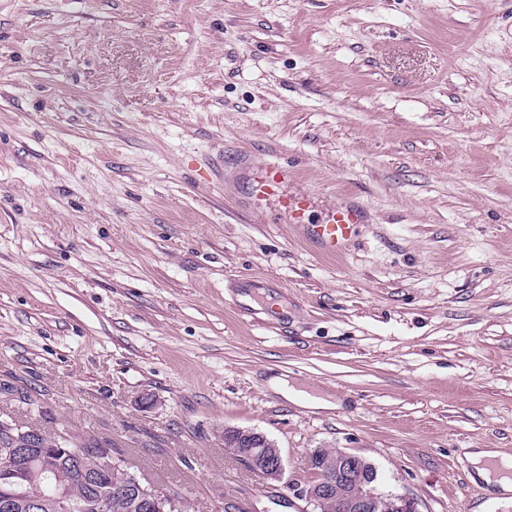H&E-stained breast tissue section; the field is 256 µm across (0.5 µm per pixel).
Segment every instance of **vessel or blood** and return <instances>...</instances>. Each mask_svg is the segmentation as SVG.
Returning a JSON list of instances; mask_svg holds the SVG:
<instances>
[{
	"label": "vessel or blood",
	"mask_w": 512,
	"mask_h": 512,
	"mask_svg": "<svg viewBox=\"0 0 512 512\" xmlns=\"http://www.w3.org/2000/svg\"><path fill=\"white\" fill-rule=\"evenodd\" d=\"M296 177V169L284 163L254 165L249 191L251 211L263 212V203L268 197H279L289 223L302 225L304 233L318 246L321 254L328 257L345 254L358 226L367 221L366 209L359 204L342 201L329 206L321 223H308L307 214L313 205V197L307 191H290L289 186Z\"/></svg>",
	"instance_id": "vessel-or-blood-1"
}]
</instances>
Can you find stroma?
Wrapping results in <instances>:
<instances>
[{
	"label": "stroma",
	"instance_id": "stroma-1",
	"mask_svg": "<svg viewBox=\"0 0 512 512\" xmlns=\"http://www.w3.org/2000/svg\"><path fill=\"white\" fill-rule=\"evenodd\" d=\"M272 160L312 220L367 206L345 255L247 216ZM0 417L111 440L188 512H307L317 448L418 512L488 502L466 451L512 456V0H0ZM227 425L281 449L289 507Z\"/></svg>",
	"mask_w": 512,
	"mask_h": 512
}]
</instances>
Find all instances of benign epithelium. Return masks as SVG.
Segmentation results:
<instances>
[{"instance_id": "7a95c632", "label": "benign epithelium", "mask_w": 512, "mask_h": 512, "mask_svg": "<svg viewBox=\"0 0 512 512\" xmlns=\"http://www.w3.org/2000/svg\"><path fill=\"white\" fill-rule=\"evenodd\" d=\"M10 426L26 434L25 447L0 448V512H35L37 509L80 512L83 506L62 487L51 496L32 489L30 472L34 463H46L54 456L91 455L97 472L110 477L122 473L112 494L127 500L143 512H182L184 502L173 492L162 491L146 482L128 462H118L112 448L94 434L87 433L83 442L73 434L57 432L52 443L43 440L40 430ZM224 449L239 457L248 469L266 485L282 479L285 463L280 448L265 434L251 429L226 425L219 429ZM319 465L320 480L299 489V495L313 507L312 512H418L415 503L399 494L385 493L376 485L377 470L365 458L345 451L318 449L309 458Z\"/></svg>"}]
</instances>
